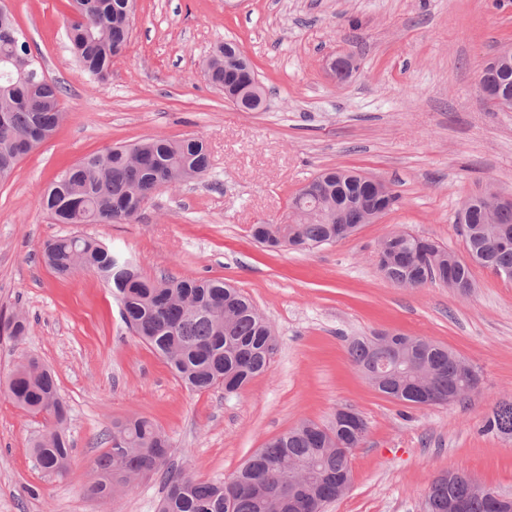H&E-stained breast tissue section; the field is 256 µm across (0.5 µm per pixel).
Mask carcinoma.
<instances>
[{
	"mask_svg": "<svg viewBox=\"0 0 512 512\" xmlns=\"http://www.w3.org/2000/svg\"><path fill=\"white\" fill-rule=\"evenodd\" d=\"M129 0H70L75 18L67 37L70 48L90 79L101 84L112 73V61L128 47L132 27L127 22ZM27 37L11 10L0 4V183L14 174L18 162L54 135L64 119L63 89L39 70ZM224 56L220 45L205 63L208 81L231 91L245 84L253 67L238 45ZM480 85L485 89L512 85V61L488 63ZM211 166L201 137L177 140L143 138L83 158L58 174L41 198L43 211L56 224H129L154 194L203 177ZM350 170L328 169L322 200L295 193L290 207L303 209L294 224H255L253 239L270 248L307 250L333 244L357 231L352 224L336 223V177ZM480 198L466 200L458 211L465 255L448 252L438 242L401 232L388 244L378 263L392 282L422 288L428 283L453 282L467 295L474 288L473 267L489 269L512 279V245L499 247L482 232ZM44 263L66 278L78 270L94 273L112 288L128 328L160 354L184 386L196 392L224 387L233 393L265 372L276 350L269 322L236 287L222 279L145 276L125 253L103 242L78 235L47 242ZM377 337H361L348 344L351 362L364 370L385 359H400L397 374L384 380L378 391L401 403L416 402L414 394L427 383L432 404L463 399L480 384L473 367L460 370L463 358L434 341L390 335L387 348ZM9 399L31 412L51 414L54 425L33 444L38 465L59 478L68 475L70 444L65 433L68 409L60 398L55 375L37 359L26 357L14 367L7 382ZM485 430L512 437V401L502 400L487 417ZM367 424L356 428L337 419L330 427L302 421L271 440L231 478L200 480L171 464L170 438L152 421L132 418L113 425L112 439L124 451L104 452L96 461L99 479L90 486L101 498L112 497L118 485L134 477L165 472L160 512H268L262 490L275 491L293 481L296 495L310 498L312 512L336 499V476L349 475L351 455L361 446ZM468 496L471 512H491L470 492L468 476L443 475L429 486L426 499L434 512H448V499Z\"/></svg>",
	"mask_w": 512,
	"mask_h": 512,
	"instance_id": "cac0c4a2",
	"label": "carcinoma"
}]
</instances>
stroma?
Listing matches in <instances>:
<instances>
[{
    "mask_svg": "<svg viewBox=\"0 0 512 512\" xmlns=\"http://www.w3.org/2000/svg\"><path fill=\"white\" fill-rule=\"evenodd\" d=\"M48 78L63 87L56 134L0 184V313L22 312V341L0 335V384L20 356L50 368L69 409L71 474L35 462L32 443L53 422L0 395V512H157L155 473L91 495L113 423L154 422L172 460L222 480L302 421L329 425L358 412L367 434L351 457L349 489L324 512H424L430 481L448 471L512 497V438L484 432L512 399V280L474 268L461 295L440 284L401 288L379 271V241L400 230L463 253L454 224L469 197L512 194V112L479 90L486 62L512 42V0H137L125 56L92 86L66 27L68 0H6ZM236 41L270 94L240 112L200 62ZM351 54L339 83L326 59ZM203 137L207 175L159 192L129 224H55L41 194L83 157L144 137ZM380 177L398 207L355 235L311 251H270L255 224H280L292 195L327 167ZM79 234L131 256L150 277L235 284L278 342L269 369L235 394L191 392L125 325L93 273L58 277L44 242ZM378 332L421 336L475 367L479 389L449 405L409 406L376 390L352 364L349 340Z\"/></svg>",
    "mask_w": 512,
    "mask_h": 512,
    "instance_id": "obj_1",
    "label": "stroma"
}]
</instances>
